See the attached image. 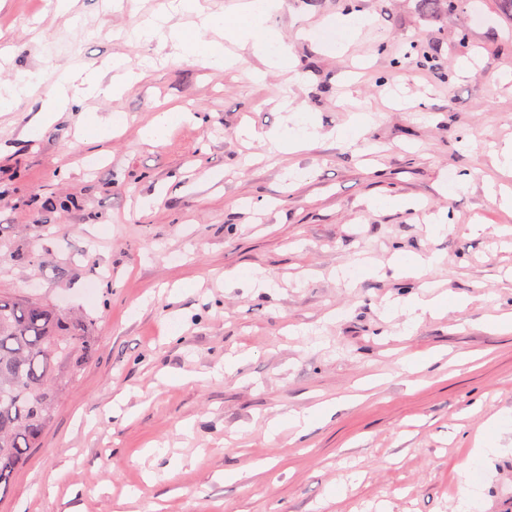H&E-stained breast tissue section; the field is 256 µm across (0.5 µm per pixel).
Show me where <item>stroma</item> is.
<instances>
[{"instance_id": "stroma-1", "label": "stroma", "mask_w": 512, "mask_h": 512, "mask_svg": "<svg viewBox=\"0 0 512 512\" xmlns=\"http://www.w3.org/2000/svg\"><path fill=\"white\" fill-rule=\"evenodd\" d=\"M56 3L0 0V93L33 79L0 115V295L86 317L96 353L0 512H457L468 461L482 472L475 512H512V329L490 328L512 315V205L490 197L512 192L496 156L512 141L498 0L432 14L360 0L373 25L337 45L320 33L341 29V0H282L269 24L300 78L260 82L249 49L232 46L240 65L218 71L140 39L148 21L195 24L169 0ZM117 55L154 67L41 126L63 72L108 84ZM166 105L193 120L147 141ZM89 112L120 118L115 134L86 138ZM358 112L375 117L366 151L339 135ZM299 123L304 149L270 153L263 135ZM440 215L447 230L430 233ZM399 254L428 258L420 281L394 276ZM257 270L271 288L250 286ZM424 283L466 304L406 327L400 304ZM417 353L430 365L404 370ZM228 354L247 357L231 375ZM119 394L128 419L88 424ZM324 402L304 438L268 436L270 418Z\"/></svg>"}]
</instances>
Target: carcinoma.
I'll use <instances>...</instances> for the list:
<instances>
[{
  "label": "carcinoma",
  "instance_id": "cac0c4a2",
  "mask_svg": "<svg viewBox=\"0 0 512 512\" xmlns=\"http://www.w3.org/2000/svg\"><path fill=\"white\" fill-rule=\"evenodd\" d=\"M94 346L87 321L37 300L0 297V496Z\"/></svg>",
  "mask_w": 512,
  "mask_h": 512
}]
</instances>
